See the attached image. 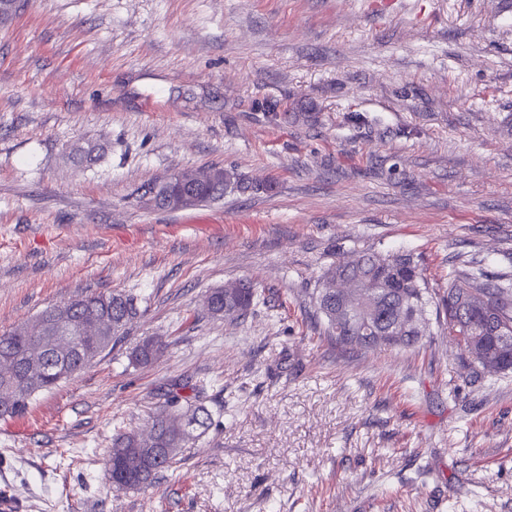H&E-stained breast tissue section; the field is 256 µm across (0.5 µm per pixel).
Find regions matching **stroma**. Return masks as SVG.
Listing matches in <instances>:
<instances>
[{"instance_id": "obj_1", "label": "stroma", "mask_w": 512, "mask_h": 512, "mask_svg": "<svg viewBox=\"0 0 512 512\" xmlns=\"http://www.w3.org/2000/svg\"><path fill=\"white\" fill-rule=\"evenodd\" d=\"M212 168L220 200L151 205ZM366 250L420 255L437 292L512 278V0H30L0 25V333L91 292L139 315L0 416V489L25 512H512V373L473 371L432 313L409 348L327 335L316 280ZM238 281L253 312L212 318ZM149 336L166 352L132 363ZM176 382L212 426L112 488L115 429Z\"/></svg>"}]
</instances>
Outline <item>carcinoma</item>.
I'll list each match as a JSON object with an SVG mask.
<instances>
[{
    "mask_svg": "<svg viewBox=\"0 0 512 512\" xmlns=\"http://www.w3.org/2000/svg\"><path fill=\"white\" fill-rule=\"evenodd\" d=\"M231 175L224 182L204 181L198 185V202L205 203L224 195ZM351 278L361 283L356 296L339 299L328 294L324 285L336 279ZM212 317L239 320L259 302L253 288H236L227 292L216 288L209 293ZM317 311L326 325L327 335L342 346L373 349L382 346L411 347L423 333L413 328L412 317L424 318L426 307L436 303V318L447 326L457 346L468 354L469 364L492 374L512 372V285L487 278L479 267L448 272V294L434 300L427 277L418 257L410 252L380 254L364 252L351 267L330 266L323 270L313 291ZM86 305L73 312L67 324L70 338L66 342V370L47 358L42 367L28 363L33 337L18 325L0 335V384L5 382L18 391L11 401L0 405V415L24 410L34 395L57 387L82 370L87 361L77 346L101 350L118 343L127 325L137 316L133 299L120 293L92 292L83 296ZM104 313L116 325L114 334L92 333L95 315ZM482 338L480 350L473 352L468 341ZM164 351L145 340L131 354L139 364H150ZM166 414L152 422L151 436L139 432L119 431L108 451L107 473L117 489H135L156 482L169 470L189 442L201 437L212 424V415L197 397L183 396L175 387L166 394Z\"/></svg>",
    "mask_w": 512,
    "mask_h": 512,
    "instance_id": "obj_1",
    "label": "carcinoma"
}]
</instances>
